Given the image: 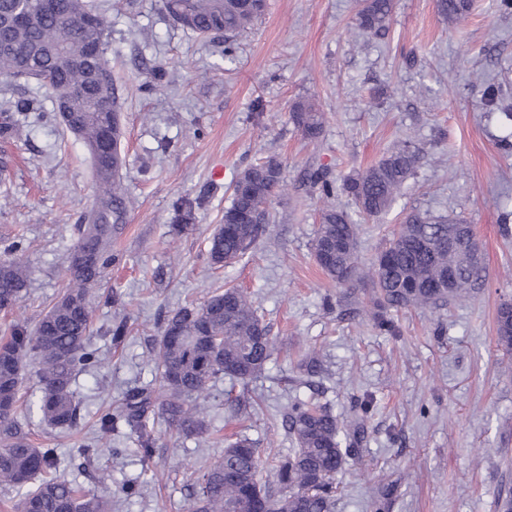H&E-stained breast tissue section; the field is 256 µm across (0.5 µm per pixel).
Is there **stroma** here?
<instances>
[{"label":"stroma","instance_id":"obj_1","mask_svg":"<svg viewBox=\"0 0 512 512\" xmlns=\"http://www.w3.org/2000/svg\"><path fill=\"white\" fill-rule=\"evenodd\" d=\"M97 3L112 17L121 175L134 206L112 241L120 261L102 285L119 302L98 304L93 319L103 362L74 383L82 419L61 432L19 409L35 445L57 449L59 470L75 485L107 488L113 512H189L192 473L222 455L225 440L243 433L287 451L288 404L315 393L342 419L366 415L367 438L336 477V512H502L512 497V350L497 342L496 313L512 299V119L482 90L499 86L512 108V12L500 0H472L470 13L451 22L437 0H393L388 30L369 35L356 26L355 0H266L250 31L203 37L173 21L162 0ZM160 72L162 87L145 91ZM303 98L323 115L314 141L290 119ZM21 99L40 108L21 140L0 141L9 162L0 251L22 237L30 286L14 311H0V328L37 321L62 293L95 194L91 162L55 120L50 89L0 76V111ZM406 141L418 166L391 208L363 221L362 259L419 211L472 224L485 272L466 300L395 313L392 334L374 326L369 281L341 285L318 266L322 209L351 202L322 196L309 175L341 183ZM270 158L285 189L270 199L269 223L243 257L213 264L209 239L234 180ZM181 199L195 203L194 229L177 236L170 226ZM227 287L254 296L276 351L248 386L211 383L209 437L175 440L153 417L151 466L122 435L112 439L119 455L79 458L96 410L117 408L125 392L154 380L150 347L167 316ZM118 320L127 334L116 343L107 329ZM129 485L137 494L126 495Z\"/></svg>","mask_w":512,"mask_h":512}]
</instances>
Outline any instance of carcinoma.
I'll list each match as a JSON object with an SVG mask.
<instances>
[{
    "instance_id": "cac0c4a2",
    "label": "carcinoma",
    "mask_w": 512,
    "mask_h": 512,
    "mask_svg": "<svg viewBox=\"0 0 512 512\" xmlns=\"http://www.w3.org/2000/svg\"><path fill=\"white\" fill-rule=\"evenodd\" d=\"M471 0H438L440 13L458 20ZM28 13L23 25L12 22L18 8ZM168 15L200 35L237 34L263 15L265 0H163ZM393 0H359L357 26L370 33L387 30ZM110 22L91 0H56L47 14L39 0H0V76L49 78L54 103H65L80 118L78 139L87 149L122 137L119 90L107 58ZM88 88L82 98L76 86ZM293 123L310 139L319 138L323 117L315 103L300 100L291 110ZM21 135L15 113H0V138ZM418 154L405 145L371 168L350 175L341 184L353 213L322 211L313 244L316 262L339 284L367 278L375 289L377 328L396 329L391 312L410 307L441 306L467 298L482 277L481 259L471 257V227L458 220L435 219L412 212L383 250L369 264L358 255L359 226L352 219H374L386 213L414 174ZM121 154L93 164L95 202L83 219L80 237L69 253V282L48 311L29 326L15 322L0 337V486L12 489L8 512H112V494L83 491L54 474V448H36L18 425L16 413L23 379L32 373L40 390L29 408L40 422L70 429L80 418L81 403L73 382L81 371L101 363L92 344L91 289L99 288L117 258L112 236L126 224L130 200L120 181ZM282 188L281 164L270 158L240 172L224 223L210 238L215 264L243 256L268 221L267 204ZM181 223L171 232L190 231L192 206H179ZM14 241L0 258V311H11L29 284L30 272ZM454 276L448 287V275ZM498 344L512 349V301L501 302L496 316ZM275 350V339L257 313L252 297L236 288L212 294L203 304L183 307L166 319L151 352L158 387L129 390L114 412L96 415L97 439L77 452L91 461L104 451L103 441L123 426L135 436L145 464L154 457L156 439L150 417H160L183 439H201L210 432V382L227 376L247 386L260 376ZM285 430L293 447L270 454L247 435H239L224 454L196 477L190 512H335L336 474L357 453L363 418L340 419L315 398L288 404Z\"/></svg>"
}]
</instances>
